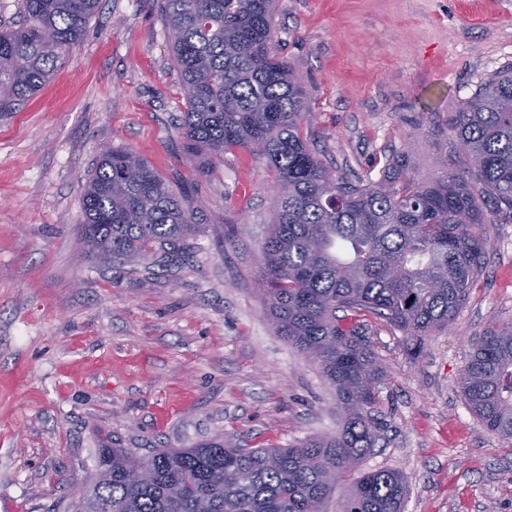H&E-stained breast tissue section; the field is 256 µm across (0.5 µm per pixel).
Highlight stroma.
I'll return each instance as SVG.
<instances>
[{
    "instance_id": "obj_1",
    "label": "stroma",
    "mask_w": 512,
    "mask_h": 512,
    "mask_svg": "<svg viewBox=\"0 0 512 512\" xmlns=\"http://www.w3.org/2000/svg\"><path fill=\"white\" fill-rule=\"evenodd\" d=\"M275 28L321 159L352 180L401 155L421 179L443 156L467 170L448 118L512 64V0H278ZM184 104L160 0H102L69 61L0 120V512H55L103 448H288L340 425L334 388L277 335L257 286L273 173L239 149L195 171ZM115 147L197 212L187 249L85 256L83 188ZM482 204L486 263L448 328L419 342L365 319L384 381L359 469L402 473L403 512H512V439L459 385L475 337L512 325V223Z\"/></svg>"
}]
</instances>
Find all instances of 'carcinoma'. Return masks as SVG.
I'll return each instance as SVG.
<instances>
[{
  "label": "carcinoma",
  "instance_id": "obj_1",
  "mask_svg": "<svg viewBox=\"0 0 512 512\" xmlns=\"http://www.w3.org/2000/svg\"><path fill=\"white\" fill-rule=\"evenodd\" d=\"M102 0H22V21L0 29V119L52 78L83 39ZM275 0H161L185 111L187 159L210 170L245 149L275 172L261 282L278 335L315 360L336 391V434L297 448L99 450L84 498L65 512H321L335 482L372 452L383 372L363 328L344 313L369 312L415 340L448 328L484 266L486 223L462 174L429 180L391 159L377 182L335 176L305 131L310 92L277 50ZM449 125L503 219L512 222V66L482 82ZM85 254L134 264L199 231L168 181L127 148L105 152L82 197ZM343 315H338V312ZM462 396L491 433L512 438V327L487 330L460 378ZM148 479L134 483L129 472ZM407 493L394 470L354 478L342 512H401Z\"/></svg>",
  "mask_w": 512,
  "mask_h": 512
}]
</instances>
